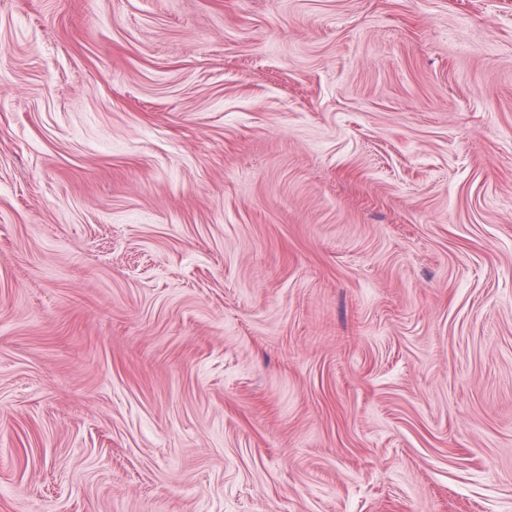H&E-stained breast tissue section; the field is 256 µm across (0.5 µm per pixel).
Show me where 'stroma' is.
<instances>
[{
    "instance_id": "stroma-1",
    "label": "stroma",
    "mask_w": 512,
    "mask_h": 512,
    "mask_svg": "<svg viewBox=\"0 0 512 512\" xmlns=\"http://www.w3.org/2000/svg\"><path fill=\"white\" fill-rule=\"evenodd\" d=\"M0 512H512V0H0Z\"/></svg>"
}]
</instances>
